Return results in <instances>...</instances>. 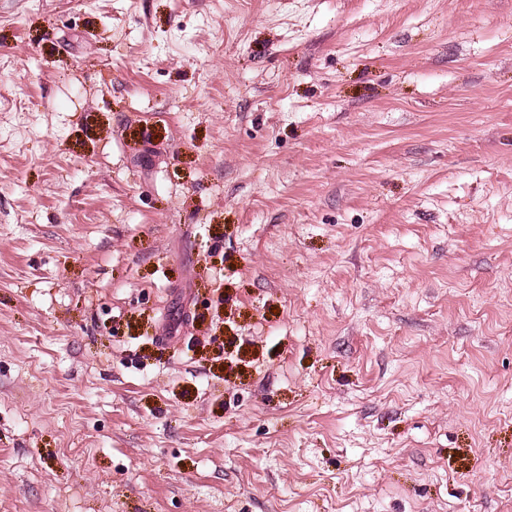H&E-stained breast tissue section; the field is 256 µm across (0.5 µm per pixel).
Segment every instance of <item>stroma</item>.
I'll use <instances>...</instances> for the list:
<instances>
[{
    "label": "stroma",
    "mask_w": 512,
    "mask_h": 512,
    "mask_svg": "<svg viewBox=\"0 0 512 512\" xmlns=\"http://www.w3.org/2000/svg\"><path fill=\"white\" fill-rule=\"evenodd\" d=\"M0 512H512V0H0Z\"/></svg>",
    "instance_id": "obj_1"
}]
</instances>
